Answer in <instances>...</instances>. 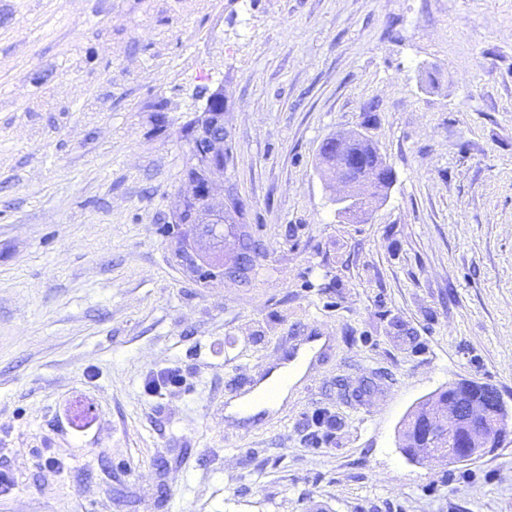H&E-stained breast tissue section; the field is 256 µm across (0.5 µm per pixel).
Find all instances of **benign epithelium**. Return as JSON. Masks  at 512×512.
I'll use <instances>...</instances> for the list:
<instances>
[{
    "label": "benign epithelium",
    "mask_w": 512,
    "mask_h": 512,
    "mask_svg": "<svg viewBox=\"0 0 512 512\" xmlns=\"http://www.w3.org/2000/svg\"><path fill=\"white\" fill-rule=\"evenodd\" d=\"M222 93L220 86L209 93L189 127V168L194 174L186 177L189 191L179 197L172 221L179 222L187 206H192L199 236L186 244L185 249L192 255L194 264L212 269L220 278L243 282L250 256L241 248L231 262H224L223 243L205 233L208 227L217 230L226 224L232 202L239 201L233 184L214 180V174L224 172L228 165L224 113L214 111V103ZM358 139L357 134L340 133L326 146L335 152L336 161L325 166V170L346 187V192L336 196L344 214L355 215L378 204V199L372 197L376 174L352 175L360 161L356 156L348 157V147ZM420 427L413 442L414 460L463 463L485 456L512 437V410L493 385L467 380L464 391L436 403Z\"/></svg>",
    "instance_id": "1"
}]
</instances>
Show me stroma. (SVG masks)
<instances>
[{"instance_id": "1", "label": "stroma", "mask_w": 512, "mask_h": 512, "mask_svg": "<svg viewBox=\"0 0 512 512\" xmlns=\"http://www.w3.org/2000/svg\"><path fill=\"white\" fill-rule=\"evenodd\" d=\"M203 85L247 284L168 232ZM339 132L396 174L357 221L318 169ZM309 326L332 349L285 412L228 424ZM462 378L512 407V0H0V512H512V445L399 446ZM184 385V376L178 367H166L157 372L156 377L150 380L146 390L153 395L163 394L162 388L165 392L173 393L179 390Z\"/></svg>"}]
</instances>
